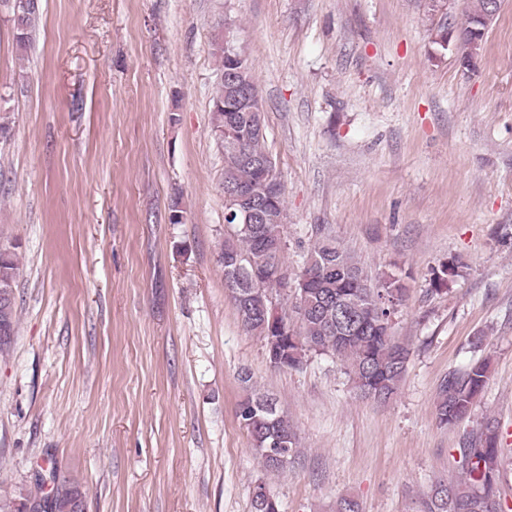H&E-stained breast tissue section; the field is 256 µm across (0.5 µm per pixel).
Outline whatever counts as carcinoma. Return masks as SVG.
Wrapping results in <instances>:
<instances>
[{"label": "carcinoma", "mask_w": 512, "mask_h": 512, "mask_svg": "<svg viewBox=\"0 0 512 512\" xmlns=\"http://www.w3.org/2000/svg\"><path fill=\"white\" fill-rule=\"evenodd\" d=\"M501 0H476L467 19L478 21L499 11ZM16 43L24 48L32 38L40 14L39 0H12ZM222 37L215 51L224 81L213 97L211 122L224 125V182L229 188L253 191L252 206L256 231L232 225L224 240L221 257L245 263L252 276L249 282L230 292L247 332L259 337L266 352H275L279 369L297 368L307 353L328 354L344 366L361 397L379 405L392 401L405 377L410 348L393 334V318L405 301L401 277L389 274L372 279L361 262L319 226L298 275L313 279L298 289L295 316H281L283 326L271 322V298L284 288L281 272L284 261V193L272 194L269 172L262 168L270 153L265 143V119L252 127L244 112L224 111V100L232 85L227 74ZM19 273L16 249L0 253V288L15 292ZM457 275L450 261L434 273V291L448 286ZM491 377V361L477 360L464 369H453L441 380L435 403L439 424L454 426L470 419L479 396ZM265 393H251L237 405L236 417L251 438L253 450L268 473H279L295 457L296 433ZM496 419L487 416L476 432L463 435L458 448L460 472L447 482L438 481L423 493L415 512H512L504 507L500 474L504 449L498 446ZM85 495L63 476L56 496L50 500L40 483L0 498V512H17L16 505L30 503L40 512H64L72 500L84 502ZM251 512H278L281 505L268 484L257 483L251 494Z\"/></svg>", "instance_id": "1"}]
</instances>
